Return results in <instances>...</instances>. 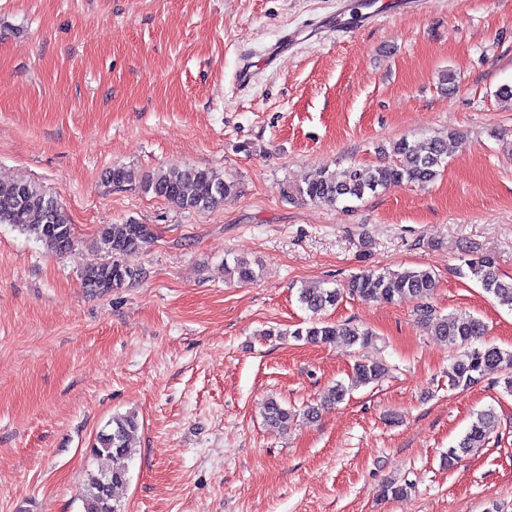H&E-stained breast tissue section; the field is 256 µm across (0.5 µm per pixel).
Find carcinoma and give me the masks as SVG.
Masks as SVG:
<instances>
[{"label":"carcinoma","mask_w":512,"mask_h":512,"mask_svg":"<svg viewBox=\"0 0 512 512\" xmlns=\"http://www.w3.org/2000/svg\"><path fill=\"white\" fill-rule=\"evenodd\" d=\"M446 165L443 139L431 137L410 141L402 138L392 144L389 161L377 166L350 165L340 171L326 170L305 180L296 192L311 202L361 200L391 183H431ZM143 188L180 209L205 212L223 205L232 185L208 169L175 167L148 176L143 181ZM0 224H11L34 235L57 255H65L75 246L73 224L64 207L57 199L29 183L0 181ZM152 238L149 225L133 220L102 226L98 232L97 247L110 260L86 267L81 274L83 287L92 295H101L136 280L139 273L126 266L122 257L150 243ZM226 269L242 282L257 277L251 264L239 258L233 259V265L226 266ZM459 273L479 283L500 305L512 309V278L506 280L498 274L493 257L482 254L465 258ZM435 288L436 277L426 269L363 273L351 279L345 290L321 286L305 288L300 293V301L311 312V317L307 327L294 330L291 336L314 344L330 343L343 336L352 343L359 341L365 344L371 340L372 332L349 323L326 322L322 320L321 313L336 305L345 292L365 300L407 302L420 300ZM416 311L420 319L431 326L434 335L450 348L460 351L448 366L449 386L468 389L480 382L487 372L499 369L503 372V391L512 395V351L482 341L487 334V326L480 318L463 314L441 316L425 304L417 306ZM387 372L381 361L362 360L353 368L350 386L336 385L333 399H343L351 386L376 383ZM263 416L269 422L284 427L292 418V412L277 399L269 398L263 405ZM495 421L496 414L492 408L478 413L457 446L448 449V466H453L473 449L483 447ZM136 430L134 416H116L112 418V430L97 436L92 455L106 457L111 465L96 474H88L83 489L84 512H121L115 491L128 481L125 460L131 455Z\"/></svg>","instance_id":"cac0c4a2"}]
</instances>
